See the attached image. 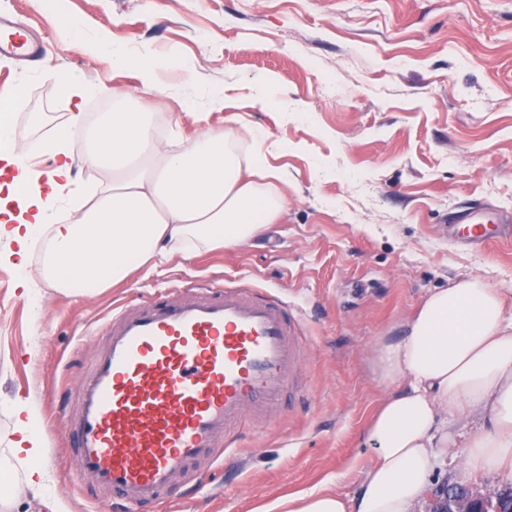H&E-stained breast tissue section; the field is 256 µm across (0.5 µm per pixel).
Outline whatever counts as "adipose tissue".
Here are the masks:
<instances>
[{
	"label": "adipose tissue",
	"mask_w": 512,
	"mask_h": 512,
	"mask_svg": "<svg viewBox=\"0 0 512 512\" xmlns=\"http://www.w3.org/2000/svg\"><path fill=\"white\" fill-rule=\"evenodd\" d=\"M113 89V111L87 120L71 113L54 127L40 152L53 167L46 182L31 184L32 167H18L12 136L17 98H0V162L19 168L0 197V240L19 257L44 249L46 275L63 291L86 292L124 279L136 265L166 251L234 248L273 223L285 206L259 142L238 151V130L203 131L179 149L160 151L152 116ZM84 161L109 173L95 198L70 194L72 142ZM69 200L75 220H55ZM16 204L26 220L4 215ZM376 375L386 387L368 428L375 457L360 472L351 497L327 486L278 498L287 512H415L445 449L461 447L467 469L512 477V309L504 294L480 280L432 290L408 320L404 336L380 345ZM470 420L465 444L448 432V417ZM275 507L264 512H274Z\"/></svg>",
	"instance_id": "adipose-tissue-1"
}]
</instances>
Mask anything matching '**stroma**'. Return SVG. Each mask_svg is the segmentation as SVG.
I'll use <instances>...</instances> for the list:
<instances>
[{
  "label": "stroma",
  "mask_w": 512,
  "mask_h": 512,
  "mask_svg": "<svg viewBox=\"0 0 512 512\" xmlns=\"http://www.w3.org/2000/svg\"><path fill=\"white\" fill-rule=\"evenodd\" d=\"M0 16L46 47L33 65L0 58V96L20 94L16 141L37 170L51 166L40 154L50 130L98 107L75 85L140 87L137 64L113 71L116 43L155 65L159 90L143 103L161 147L257 126L287 176L285 209L248 243L158 257L93 293L59 290L41 251L22 263L0 244V461L12 512H115L111 494L60 458L64 406L113 313L200 281L287 302L306 371L277 422L247 431L223 468L196 466L204 488H175L168 512H257L321 484L354 495L374 454L361 436L386 394L379 345L404 335L433 289L478 278L512 292V0H0ZM471 221L495 225L498 242L463 236ZM19 399L43 441L33 461L7 452ZM34 466L46 475L37 497L26 485ZM431 484L481 495L508 481L468 471L452 451Z\"/></svg>",
  "instance_id": "1"
}]
</instances>
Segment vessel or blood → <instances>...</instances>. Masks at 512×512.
<instances>
[{
  "instance_id": "obj_1",
  "label": "vessel or blood",
  "mask_w": 512,
  "mask_h": 512,
  "mask_svg": "<svg viewBox=\"0 0 512 512\" xmlns=\"http://www.w3.org/2000/svg\"><path fill=\"white\" fill-rule=\"evenodd\" d=\"M36 58L26 36L0 54ZM67 417L65 457L93 487L163 503L186 471L236 447L248 419L273 424L302 385L305 347L287 303L210 285L129 306L107 327Z\"/></svg>"
}]
</instances>
